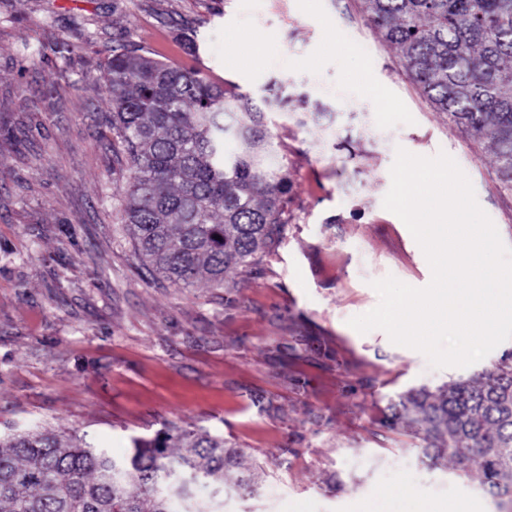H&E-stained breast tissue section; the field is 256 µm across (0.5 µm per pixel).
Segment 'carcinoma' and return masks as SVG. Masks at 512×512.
<instances>
[{
    "instance_id": "carcinoma-1",
    "label": "carcinoma",
    "mask_w": 512,
    "mask_h": 512,
    "mask_svg": "<svg viewBox=\"0 0 512 512\" xmlns=\"http://www.w3.org/2000/svg\"><path fill=\"white\" fill-rule=\"evenodd\" d=\"M367 25L400 52L431 105L490 145L512 191V0H361ZM112 151L129 176L124 221L147 271L182 288H222L280 242L291 181L267 112L201 70L164 63L131 41L106 68ZM384 426L421 441L431 467L476 471L496 512H512V355L480 374L390 401ZM116 459L72 433L0 436V512H220L254 497L264 470L224 435L173 426L132 439ZM236 470V480L227 483ZM211 489L207 499L198 487Z\"/></svg>"
}]
</instances>
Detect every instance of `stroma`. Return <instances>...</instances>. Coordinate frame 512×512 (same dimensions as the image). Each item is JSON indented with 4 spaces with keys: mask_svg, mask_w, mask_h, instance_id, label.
<instances>
[{
    "mask_svg": "<svg viewBox=\"0 0 512 512\" xmlns=\"http://www.w3.org/2000/svg\"><path fill=\"white\" fill-rule=\"evenodd\" d=\"M127 37L291 98L269 124L292 180L284 238L224 287L149 275L124 224L102 74ZM318 108L330 119L301 122ZM400 147L452 156L512 247L491 149L434 110L360 0H0V433L74 431L117 458L171 425L223 434L266 470L224 512H492L472 475L427 466L379 422L391 399L481 373L512 340L435 369L349 324L378 305L373 281L431 280L383 206Z\"/></svg>",
    "mask_w": 512,
    "mask_h": 512,
    "instance_id": "35a3bbf8",
    "label": "stroma"
}]
</instances>
